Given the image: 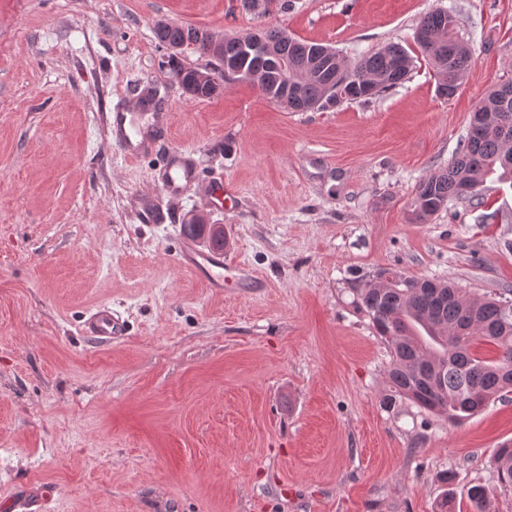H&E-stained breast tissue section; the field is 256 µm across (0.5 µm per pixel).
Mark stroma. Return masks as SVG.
Wrapping results in <instances>:
<instances>
[{"mask_svg":"<svg viewBox=\"0 0 512 512\" xmlns=\"http://www.w3.org/2000/svg\"><path fill=\"white\" fill-rule=\"evenodd\" d=\"M452 11L474 63L440 96L413 41ZM234 36L272 26L346 59L402 44L407 80L366 102L290 112L236 81L191 100L156 22ZM512 79V0H0V502L13 512H512L489 464L512 392L454 424L387 400L386 343L353 302L391 269L512 289V185L487 180L418 224L471 112ZM170 115L153 151L114 147L110 113ZM189 156L180 193L157 180ZM223 178L232 193L213 197ZM163 210L149 223V209ZM222 225L223 293L178 262L196 212ZM106 304L129 324L96 342ZM453 471L449 485L441 475Z\"/></svg>","mask_w":512,"mask_h":512,"instance_id":"35a3bbf8","label":"stroma"}]
</instances>
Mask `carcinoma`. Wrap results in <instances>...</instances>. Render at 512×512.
<instances>
[{"mask_svg":"<svg viewBox=\"0 0 512 512\" xmlns=\"http://www.w3.org/2000/svg\"><path fill=\"white\" fill-rule=\"evenodd\" d=\"M456 18L437 9L426 15L416 30H427L439 40L454 41ZM193 34L195 49L207 54L204 30L159 22L154 37L163 48L180 45ZM273 54L261 63L258 90L270 102L290 112L326 108L351 98L342 94L345 77L359 83L369 80L374 93L355 88L356 101L366 102L395 88L407 79L414 59L399 43L347 61L339 55L320 60L310 72H304L323 45L299 40L282 27L263 31ZM421 54L432 66L438 92L453 97L472 67L473 55L458 60L442 56L434 43L417 42ZM293 67L288 77L299 83L298 93L284 96V77L279 59ZM164 66L191 99L197 68L186 66L178 52L168 53ZM479 107L507 118L512 125V81L491 89ZM512 145L495 127L469 122L467 135L460 141L448 167L439 169L419 182L413 202L414 220L424 223L454 199L473 198L487 178L495 175L512 183V167L503 165L504 154ZM389 271H380L370 282L353 289L354 303L367 315L389 349L387 370L389 390L419 407L462 423L481 412L490 401L512 390V300L496 294L482 300L464 298L461 289L434 279H419L396 274L398 282L384 279ZM479 341L496 345L494 359L479 356L474 350ZM491 465L502 487H512V443L506 442L493 455ZM491 490L483 485L468 489L467 496L476 512H487Z\"/></svg>","mask_w":512,"mask_h":512,"instance_id":"1","label":"carcinoma"}]
</instances>
